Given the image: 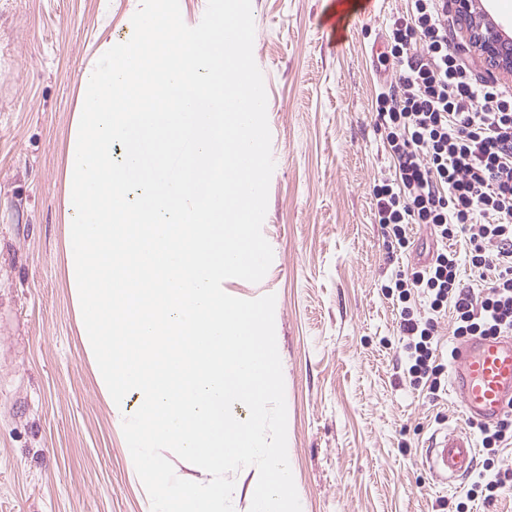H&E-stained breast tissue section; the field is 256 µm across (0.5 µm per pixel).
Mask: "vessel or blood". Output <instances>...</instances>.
<instances>
[{"label": "vessel or blood", "instance_id": "b4317fda", "mask_svg": "<svg viewBox=\"0 0 512 512\" xmlns=\"http://www.w3.org/2000/svg\"><path fill=\"white\" fill-rule=\"evenodd\" d=\"M450 388L465 415L486 424L512 409V336L474 338L457 345ZM475 442L461 428L436 431L428 440L425 463L436 483L463 480L476 465Z\"/></svg>", "mask_w": 512, "mask_h": 512}]
</instances>
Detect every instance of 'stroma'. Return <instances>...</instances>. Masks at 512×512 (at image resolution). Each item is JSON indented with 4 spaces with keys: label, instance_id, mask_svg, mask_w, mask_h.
I'll use <instances>...</instances> for the list:
<instances>
[{
    "label": "stroma",
    "instance_id": "obj_1",
    "mask_svg": "<svg viewBox=\"0 0 512 512\" xmlns=\"http://www.w3.org/2000/svg\"><path fill=\"white\" fill-rule=\"evenodd\" d=\"M140 0H0V512H151L111 431L62 269L64 146L100 31L131 29ZM404 0H252L275 162L262 232L273 262L241 299L274 295L287 452L304 512H456L469 482L437 488L433 431L459 400L410 385L384 291L435 241L414 226L389 256L375 178L392 163L375 98L379 48Z\"/></svg>",
    "mask_w": 512,
    "mask_h": 512
}]
</instances>
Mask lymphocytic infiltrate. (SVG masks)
Here are the masks:
<instances>
[{
	"mask_svg": "<svg viewBox=\"0 0 512 512\" xmlns=\"http://www.w3.org/2000/svg\"><path fill=\"white\" fill-rule=\"evenodd\" d=\"M389 28L382 63H393L376 96L393 170L373 186L377 222L391 248L410 245L411 225L429 227L437 247L425 263L397 271L401 359L414 386L443 389L435 315L453 312V334L512 336V91L478 77L448 44V0H407ZM467 238L466 256L451 244ZM468 262L479 285L464 286ZM485 459L468 491L485 501L512 492V414L479 425Z\"/></svg>",
	"mask_w": 512,
	"mask_h": 512,
	"instance_id": "1",
	"label": "lymphocytic infiltrate"
}]
</instances>
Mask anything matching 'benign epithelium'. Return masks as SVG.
I'll return each instance as SVG.
<instances>
[{"label":"benign epithelium","instance_id":"obj_1","mask_svg":"<svg viewBox=\"0 0 512 512\" xmlns=\"http://www.w3.org/2000/svg\"><path fill=\"white\" fill-rule=\"evenodd\" d=\"M455 2L468 33L469 47L482 56L491 74L506 72L512 75V48L505 49L498 27L475 7L473 0Z\"/></svg>","mask_w":512,"mask_h":512}]
</instances>
